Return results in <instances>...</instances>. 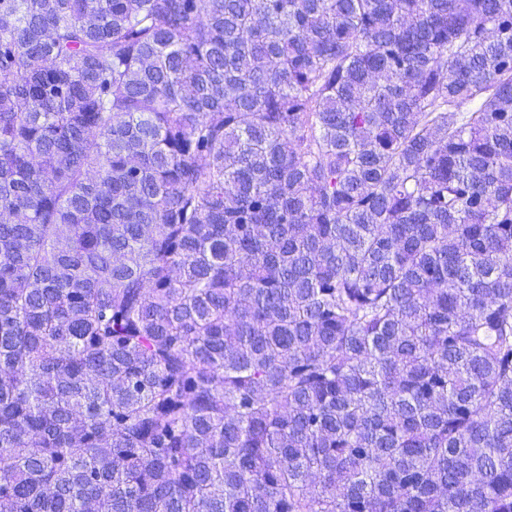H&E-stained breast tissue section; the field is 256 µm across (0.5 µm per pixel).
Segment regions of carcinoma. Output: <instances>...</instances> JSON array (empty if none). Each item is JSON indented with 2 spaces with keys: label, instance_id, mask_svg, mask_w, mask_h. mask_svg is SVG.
Segmentation results:
<instances>
[{
  "label": "carcinoma",
  "instance_id": "cac0c4a2",
  "mask_svg": "<svg viewBox=\"0 0 512 512\" xmlns=\"http://www.w3.org/2000/svg\"><path fill=\"white\" fill-rule=\"evenodd\" d=\"M0 512H512V0H0Z\"/></svg>",
  "mask_w": 512,
  "mask_h": 512
}]
</instances>
